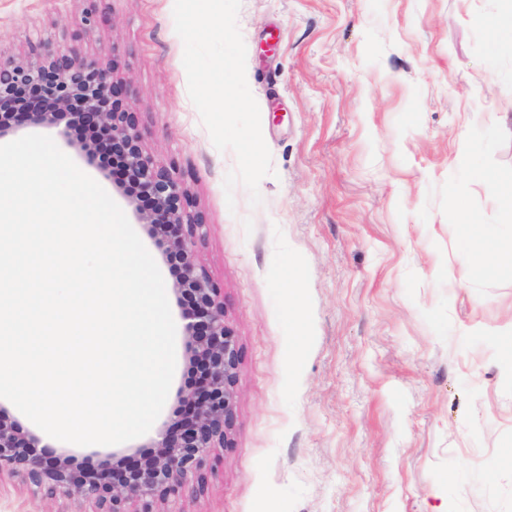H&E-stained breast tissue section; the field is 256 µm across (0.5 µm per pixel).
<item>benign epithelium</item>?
<instances>
[{
  "label": "benign epithelium",
  "mask_w": 512,
  "mask_h": 512,
  "mask_svg": "<svg viewBox=\"0 0 512 512\" xmlns=\"http://www.w3.org/2000/svg\"><path fill=\"white\" fill-rule=\"evenodd\" d=\"M34 60H3L0 54V138L13 123L57 126L63 140L83 131L85 163L104 171L100 147L107 146L120 161L121 195L133 207L164 257L179 261L174 291L185 302L182 316L185 355L196 368V381L176 395L172 431L145 444L157 452L144 454L132 467L98 469L91 473L71 467L61 455L37 456L30 451L36 438L0 419V475L7 474L41 486L46 482L66 496L91 498L97 512H129L132 501L152 512L155 501L178 494L187 478H196L197 491L207 489L201 469L205 458L226 448L237 407L240 349L224 320V296L194 260L199 216L192 199L173 173L159 167L141 148L136 113L114 83L112 69L73 49L31 47ZM149 204L141 210L138 200Z\"/></svg>",
  "instance_id": "benign-epithelium-1"
}]
</instances>
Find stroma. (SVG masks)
<instances>
[{
  "label": "stroma",
  "mask_w": 512,
  "mask_h": 512,
  "mask_svg": "<svg viewBox=\"0 0 512 512\" xmlns=\"http://www.w3.org/2000/svg\"><path fill=\"white\" fill-rule=\"evenodd\" d=\"M174 0H0V50L100 59L141 146L202 217L196 263L241 351L229 447L169 512H512V267L469 269L472 227L512 239V54L501 0H242L246 78L274 175L224 179L192 103ZM94 12L96 23L82 18ZM72 466L134 442L55 441ZM86 502L0 480V512ZM503 22L495 29L492 39L501 52L512 53V1H502Z\"/></svg>",
  "instance_id": "1"
}]
</instances>
